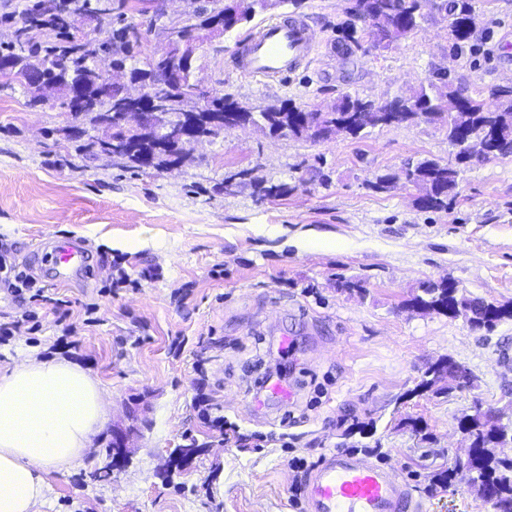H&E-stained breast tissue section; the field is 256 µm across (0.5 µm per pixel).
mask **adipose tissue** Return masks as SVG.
Instances as JSON below:
<instances>
[{
	"instance_id": "obj_1",
	"label": "adipose tissue",
	"mask_w": 512,
	"mask_h": 512,
	"mask_svg": "<svg viewBox=\"0 0 512 512\" xmlns=\"http://www.w3.org/2000/svg\"><path fill=\"white\" fill-rule=\"evenodd\" d=\"M106 396L66 360L0 365V512H39L49 476L81 464L108 422Z\"/></svg>"
}]
</instances>
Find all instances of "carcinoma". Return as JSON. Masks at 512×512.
Returning <instances> with one entry per match:
<instances>
[{
  "instance_id": "1",
  "label": "carcinoma",
  "mask_w": 512,
  "mask_h": 512,
  "mask_svg": "<svg viewBox=\"0 0 512 512\" xmlns=\"http://www.w3.org/2000/svg\"><path fill=\"white\" fill-rule=\"evenodd\" d=\"M211 7H198L193 11L196 26L210 28L221 14L220 0H209ZM346 12L374 18L372 26L356 34L347 32V37L360 43L370 41L374 48L392 49L420 26L424 14L418 10L419 0H348ZM126 7V0H69V6L60 10L55 0H27L20 19L15 15H0V27L16 29V39L0 41V59L11 62L14 70L0 76V92L15 91L19 86L29 97L33 107L47 102L46 88L53 89L55 100L66 104L71 86L53 74L50 63L56 59L69 58L74 65L76 81L82 87L85 111L76 113L93 134L77 150L84 156L98 157L106 153V145L125 143L123 131L114 128L108 132L99 128V117L90 110L96 100L103 76L98 70L94 55L104 53L113 61L130 71V82L141 81L153 68L155 58L137 66L136 47L138 38L133 28L122 26L109 28L107 35L92 43L78 37L80 24L84 21L100 22L112 17L114 8ZM237 22L248 21L257 14L268 12L267 0H240L233 5ZM437 13L448 25V36L452 47H460L467 41L475 26V10L472 0H439ZM210 99L212 110L223 112L237 106L238 102L229 94L215 92L207 94L193 88L188 82L176 90L172 106L181 112L196 111L198 97ZM251 121L261 130L273 128L288 130L293 138H308L316 132L321 138L338 133L351 137H362L367 130L390 125L411 124L418 121L441 122L448 130V141L459 148L455 163H443L424 158L407 163L406 173L421 196L418 203L425 209L448 208V200L459 183L460 165L466 163L465 141L480 137L495 158L512 157V99L499 102L495 111H489L478 97L462 95L452 83L442 80L428 81L407 94L395 96L390 101L377 102L359 95L347 94L330 105L327 112H301L298 106L283 102L269 105L247 113ZM192 159L190 151L180 146L168 153L154 154L153 162L146 164L137 154L123 156L125 167L135 170L152 168L162 170L175 164H184ZM253 194L260 200L277 199L292 194L296 186L284 183H269L263 179L250 181ZM448 305L468 317L475 329L492 330L496 324L512 317V308L487 306L480 298H471L448 287L445 281L427 283L421 294L411 300V307L422 313H443ZM489 416L468 415L460 420L474 437V452L468 463V487L482 493L491 488L501 494L512 495V461L498 458L494 448L499 439L494 429L488 427Z\"/></svg>"
}]
</instances>
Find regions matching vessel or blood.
Returning a JSON list of instances; mask_svg holds the SVG:
<instances>
[{
    "label": "vessel or blood",
    "mask_w": 512,
    "mask_h": 512,
    "mask_svg": "<svg viewBox=\"0 0 512 512\" xmlns=\"http://www.w3.org/2000/svg\"><path fill=\"white\" fill-rule=\"evenodd\" d=\"M318 44L315 31L303 21H270L240 41L237 70L246 78L284 79L311 63ZM45 260L57 278L66 280L86 265L79 242L53 244ZM309 512H422L421 503L392 469L352 454L327 455L308 479Z\"/></svg>",
    "instance_id": "b4317fda"
}]
</instances>
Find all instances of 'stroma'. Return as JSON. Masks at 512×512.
Returning <instances> with one entry per match:
<instances>
[{
    "label": "stroma",
    "instance_id": "35a3bbf8",
    "mask_svg": "<svg viewBox=\"0 0 512 512\" xmlns=\"http://www.w3.org/2000/svg\"><path fill=\"white\" fill-rule=\"evenodd\" d=\"M346 5L302 0L203 44L202 89L249 108L312 109L347 93L389 100L445 71L462 95L491 105L512 88V0H475L473 34L456 52L433 14L398 47L357 49L344 36ZM159 10L170 22L193 6L128 0L140 58L161 50ZM296 18L319 38L310 65L282 82L241 78L242 37ZM63 113L56 101L30 107L19 89L0 94V255L9 275L34 279L19 296L0 288V324L13 326L0 335V362L67 358L108 390L112 418L82 466L50 476L40 512H307V478L335 450L393 469L423 512H492L466 484L432 479L465 454L458 425L475 405L512 428V319L479 331L410 300L448 279L512 306V157L464 167L448 208L432 210L404 182L385 193L369 184L411 159L454 161L437 122L324 140L227 131L195 146L190 164L140 173L84 159L57 133ZM244 169L295 191L259 201L245 184L226 194L225 176ZM64 237L89 250L66 284L33 251ZM114 270L128 284L111 288ZM346 279L359 289L342 288ZM68 323L75 333H64ZM444 358L471 384L447 378L418 391ZM116 434L129 437L126 462L90 481ZM191 443L198 454L177 463Z\"/></svg>",
    "mask_w": 512,
    "mask_h": 512
}]
</instances>
